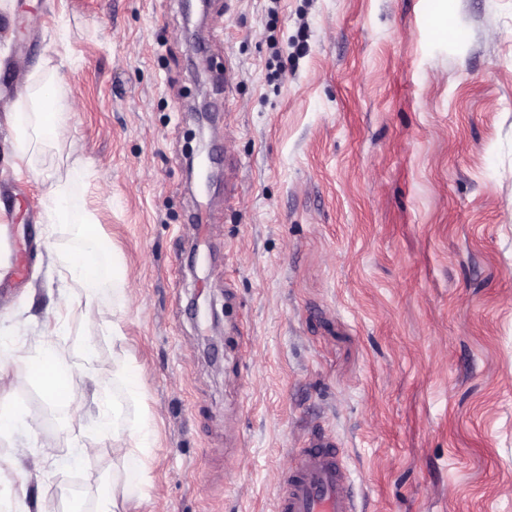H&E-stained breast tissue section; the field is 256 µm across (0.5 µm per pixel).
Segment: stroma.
<instances>
[{"instance_id":"obj_1","label":"stroma","mask_w":512,"mask_h":512,"mask_svg":"<svg viewBox=\"0 0 512 512\" xmlns=\"http://www.w3.org/2000/svg\"><path fill=\"white\" fill-rule=\"evenodd\" d=\"M47 84L73 137L0 146V279L29 272L0 326L50 317L64 282L39 256L73 245L31 202L85 168L70 192L137 288L77 296L49 341L75 404L95 370L145 413L137 512H274L319 430L361 512H512V0H0V118L30 120ZM0 343V411L26 420L0 438V493L123 499L111 438L42 396L37 347ZM48 435L98 455L12 466Z\"/></svg>"}]
</instances>
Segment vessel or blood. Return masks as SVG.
<instances>
[{"label":"vessel or blood","instance_id":"obj_1","mask_svg":"<svg viewBox=\"0 0 512 512\" xmlns=\"http://www.w3.org/2000/svg\"><path fill=\"white\" fill-rule=\"evenodd\" d=\"M275 512H358L356 496L333 435L313 434L281 472Z\"/></svg>","mask_w":512,"mask_h":512}]
</instances>
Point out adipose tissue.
Wrapping results in <instances>:
<instances>
[{"instance_id": "obj_1", "label": "adipose tissue", "mask_w": 512, "mask_h": 512, "mask_svg": "<svg viewBox=\"0 0 512 512\" xmlns=\"http://www.w3.org/2000/svg\"><path fill=\"white\" fill-rule=\"evenodd\" d=\"M43 112L36 115V132L47 141H61L72 137L73 129L67 118L55 110V89L45 86L41 94ZM45 223L64 225L70 238L76 245L75 251L62 254L55 249H48L47 259L50 267L56 268L68 278L72 289H60L57 293L53 309L55 315L68 312L74 302L73 288H81L86 297H94L103 285H111L115 298H126L131 283L124 271L118 270L101 238L92 230V218L84 204L74 199L66 186L56 185L48 194L35 199ZM39 339L35 344L41 354L33 365V376L38 380H52L53 386L49 398L59 404H66L67 394L72 387L73 376L54 357L50 346L45 345L43 338L47 329H40Z\"/></svg>"}]
</instances>
